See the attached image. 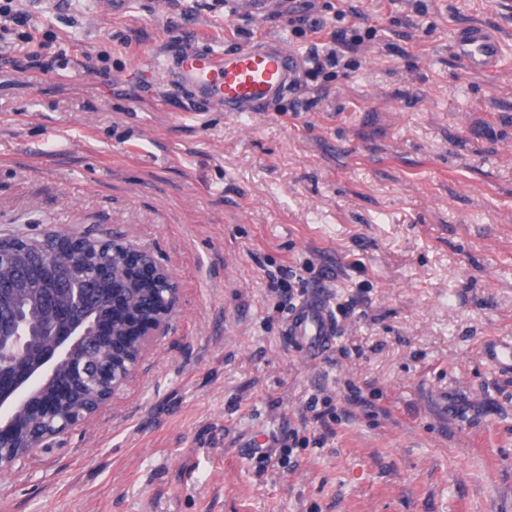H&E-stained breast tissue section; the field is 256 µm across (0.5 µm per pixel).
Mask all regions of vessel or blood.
Wrapping results in <instances>:
<instances>
[{
    "label": "vessel or blood",
    "mask_w": 512,
    "mask_h": 512,
    "mask_svg": "<svg viewBox=\"0 0 512 512\" xmlns=\"http://www.w3.org/2000/svg\"><path fill=\"white\" fill-rule=\"evenodd\" d=\"M454 49L470 71L489 74L500 69L501 43L485 26L460 29ZM165 57L178 63L188 87L223 104L228 112L261 111L291 87L298 68L297 54L279 42L241 46L223 53L174 41ZM290 333L306 344L311 356H319L334 337L325 302L313 298L299 307ZM485 356L495 370L512 374V343L488 345Z\"/></svg>",
    "instance_id": "1"
}]
</instances>
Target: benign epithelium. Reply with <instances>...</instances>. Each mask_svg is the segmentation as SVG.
<instances>
[{
	"label": "benign epithelium",
	"instance_id": "benign-epithelium-1",
	"mask_svg": "<svg viewBox=\"0 0 512 512\" xmlns=\"http://www.w3.org/2000/svg\"><path fill=\"white\" fill-rule=\"evenodd\" d=\"M49 237L56 241L58 251L69 255L88 240L87 236L75 232L53 231ZM96 244L101 249L112 247L121 261L110 270L92 267L87 275L99 282L123 279L138 288H149L155 303L147 315L140 316L127 311L122 296L112 295L104 299L110 319L81 320L77 316V309L82 305L81 288L75 286L70 306L56 309L57 319L48 336H35L19 316L9 321L0 319V446H9L16 439L20 411L38 410L49 419L57 414L55 401L37 396L38 388L45 386L63 364L75 374L81 371L76 353L85 338L96 336L100 350L110 360V366L101 373L104 388L99 405L102 406L130 382L140 361L171 329L180 291L169 270L151 251L122 240L98 239ZM44 273L54 285L70 282L64 268L51 261L44 264ZM93 415L91 411L67 417L54 431L29 437L24 447L0 457V469H9L17 461L32 456L48 441L83 425Z\"/></svg>",
	"mask_w": 512,
	"mask_h": 512
}]
</instances>
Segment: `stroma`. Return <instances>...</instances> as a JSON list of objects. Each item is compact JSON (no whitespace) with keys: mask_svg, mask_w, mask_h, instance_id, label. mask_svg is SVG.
<instances>
[{"mask_svg":"<svg viewBox=\"0 0 512 512\" xmlns=\"http://www.w3.org/2000/svg\"><path fill=\"white\" fill-rule=\"evenodd\" d=\"M246 4L17 0L63 57L0 60V236L123 238L180 302L88 423L0 471V512H512V374L482 357L512 338V0H319L375 38L239 116L151 69L173 40L305 57ZM470 24L497 74L455 55ZM283 268L336 323L318 357L265 286ZM313 396L350 417L289 447ZM454 49L459 59L472 72L489 74L500 70L501 43L483 25H470L460 29Z\"/></svg>","mask_w":512,"mask_h":512,"instance_id":"1","label":"stroma"}]
</instances>
